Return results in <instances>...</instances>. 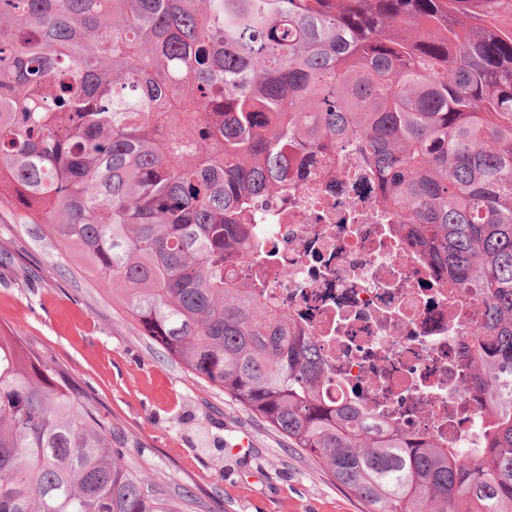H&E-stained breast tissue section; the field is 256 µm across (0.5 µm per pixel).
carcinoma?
<instances>
[{
  "label": "carcinoma",
  "instance_id": "obj_1",
  "mask_svg": "<svg viewBox=\"0 0 512 512\" xmlns=\"http://www.w3.org/2000/svg\"><path fill=\"white\" fill-rule=\"evenodd\" d=\"M512 0H0V208L365 512H512ZM353 150L434 278L485 302L477 458L325 397L265 284L291 158ZM0 512H179L112 424L0 335Z\"/></svg>",
  "mask_w": 512,
  "mask_h": 512
}]
</instances>
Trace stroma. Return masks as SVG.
I'll return each mask as SVG.
<instances>
[{
  "instance_id": "stroma-1",
  "label": "stroma",
  "mask_w": 512,
  "mask_h": 512,
  "mask_svg": "<svg viewBox=\"0 0 512 512\" xmlns=\"http://www.w3.org/2000/svg\"><path fill=\"white\" fill-rule=\"evenodd\" d=\"M83 263L38 225L0 214V334L19 337L94 399L112 424L114 454L182 512H360L267 424L141 336L79 275Z\"/></svg>"
}]
</instances>
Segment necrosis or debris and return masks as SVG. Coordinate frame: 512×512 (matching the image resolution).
Instances as JSON below:
<instances>
[{"instance_id": "obj_1", "label": "necrosis or debris", "mask_w": 512, "mask_h": 512, "mask_svg": "<svg viewBox=\"0 0 512 512\" xmlns=\"http://www.w3.org/2000/svg\"><path fill=\"white\" fill-rule=\"evenodd\" d=\"M264 243L261 264L229 258L224 269L241 282L263 280L270 302L304 324L330 400L360 404L446 448L483 447L491 406L468 353L483 305L429 278L358 154L305 157Z\"/></svg>"}]
</instances>
